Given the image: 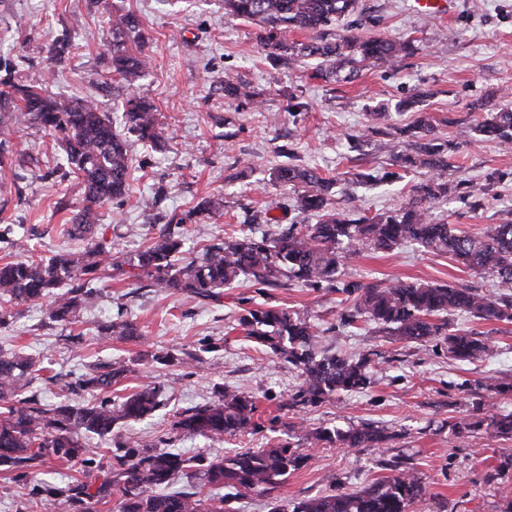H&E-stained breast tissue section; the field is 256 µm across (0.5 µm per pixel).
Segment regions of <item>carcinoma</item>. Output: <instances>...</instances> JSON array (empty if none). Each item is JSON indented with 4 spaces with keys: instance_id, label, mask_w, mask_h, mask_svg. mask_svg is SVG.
<instances>
[{
    "instance_id": "1",
    "label": "carcinoma",
    "mask_w": 512,
    "mask_h": 512,
    "mask_svg": "<svg viewBox=\"0 0 512 512\" xmlns=\"http://www.w3.org/2000/svg\"><path fill=\"white\" fill-rule=\"evenodd\" d=\"M358 0H224V13L262 27L261 47L281 64L319 60L323 76L346 83L355 81L368 66L393 65L411 56L416 47L409 39L349 33L335 37L328 27L337 18L353 14ZM311 33L305 42L288 41L289 29ZM143 38L141 23L126 15L112 37V78L126 85L121 121L124 128L154 146L164 142L154 105L133 86L149 73L148 61L128 46L130 34ZM224 97L248 102L254 94L236 77L224 74ZM427 93L417 91L400 101V112H414L409 151H398L392 141L382 150L406 169L427 168L430 176L416 184L412 197L399 208L373 217L352 218L333 207L332 182L316 170L285 163L272 169L273 185L295 189L294 210L318 217L315 224H290L288 229L265 230L218 238L202 254L184 256V232L166 224L128 261L129 274L145 279L147 287L165 294H186L218 302L224 289L240 281L264 288L277 287L292 274L306 288L334 287L345 304L340 322L375 326L398 340L432 343L459 362L493 357L488 338L473 329H460L453 315L479 321L512 323V220L492 224L479 234H467L454 225L434 221L431 205L454 193L460 183L451 179L444 144L435 137L433 118L420 109ZM14 108L37 133L59 138L66 165L79 174L85 205L77 211L69 234L83 241L79 251H61L47 260L19 258L0 263V326L7 324L10 307L19 303H46L52 322H77L99 296L96 282L109 267H121L112 245L96 237L97 209L123 200L132 191L133 157L112 118L82 98L52 94L47 88L0 79V107ZM458 135L477 132L504 145H512V107L490 115L472 127L456 122ZM444 254L462 269L493 277L492 289L457 288L448 284L394 281L386 285L341 282L346 259L365 249L393 251L405 244ZM238 326L246 337L268 349L297 370L301 382L288 398V407H314L344 392L371 384V360L357 352L320 347V331L306 317L283 307L256 304L242 309ZM130 322L102 325L99 335L132 336ZM32 357L0 352V466L17 473L24 482L29 471L51 461L82 464L83 479L65 487H42L31 493L30 512H48L56 502L80 512L96 505L115 503L117 512H236L231 502L251 494L272 497L269 512H410L427 495L422 477L412 468H395L397 474L359 490L341 486L288 506L273 495L288 476L300 470L307 455L291 442L267 448H245L230 455H188L158 445L144 446L130 438L112 440V430L122 422L143 420L162 407L160 390L150 384L112 400V386L126 377L128 366L120 360L100 363L81 375L79 386L89 398L77 402L46 404L21 392L39 378ZM512 396L511 377H490L469 389L474 411L481 410V391ZM256 398L226 388L202 405L176 414L171 430L222 440L255 431ZM303 443L310 446L378 448L394 438L386 428L363 423L346 429L299 426ZM457 433L484 431L512 439V412L473 416L452 424ZM96 436L105 447L93 451L86 438ZM197 479L204 487L225 489L222 496L199 491L171 490L182 479Z\"/></svg>"
}]
</instances>
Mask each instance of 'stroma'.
<instances>
[{"label":"stroma","mask_w":512,"mask_h":512,"mask_svg":"<svg viewBox=\"0 0 512 512\" xmlns=\"http://www.w3.org/2000/svg\"><path fill=\"white\" fill-rule=\"evenodd\" d=\"M359 6L376 20L363 27V34L409 37L420 50L392 67H367L346 84L317 77L312 61L292 69L274 66L257 42L259 26L225 16L223 0H0V78L9 75L115 112L123 89L112 79L106 51L122 16L132 13L141 20L149 74L140 91L157 109L167 148L154 152L136 136L127 138L136 166L134 193L101 208L98 226L124 259L144 248L149 224H166L175 214L188 217L185 248L192 256L216 236L263 228L269 174L288 159L337 178L338 209L354 204L372 217L398 208L412 186L427 178V169H415L393 184H363L357 175L390 170L389 154L379 149L387 128L372 115L394 113L396 103L417 89L432 93L422 109L436 119L437 135L447 141L448 160L462 183L461 195L434 204V215L470 234L507 220L512 146L475 133L457 139L455 123L468 119L474 102L495 112L512 99V0H451L447 12L438 15L419 12L414 0H359ZM228 72L250 86L258 106L225 99ZM294 96L304 109L292 110ZM5 132L20 164L0 173V262L15 257L8 230L18 224L27 231L31 256L80 250L81 242L64 234L84 198L80 178L57 166L60 150L54 140L33 134L18 111H11ZM213 194L223 196V210L192 215L196 203ZM343 274L362 284L399 279L491 285L459 271L448 256L410 244L391 253L361 252L347 260ZM99 288L81 323H50L44 306L24 303L14 307L10 326L0 328V350L40 363L43 381L34 391L44 402H57L65 394L63 384L89 365L121 359L130 371L117 386L119 394L148 383L162 390L163 407L129 429L143 442L166 434L171 447L183 452L221 455L287 439L298 423L345 428L371 421L394 432L384 448L308 449L305 466L282 487L285 501L324 493L338 481L360 489L389 476L394 461L414 468L427 484L426 497L411 512H500L504 495L512 493V469L495 483L484 481L501 456L512 452V442L450 428L472 413L462 384L512 375V324L455 318L457 327L483 331L494 346L493 358L470 364L365 324L339 332V294L293 279L278 288L239 283L209 305L185 294L137 287L116 269L106 271ZM251 302L311 318L325 331V347L374 352L371 387L304 410L286 408L295 370L236 326L238 311ZM127 319L137 323L140 336L97 338L98 324ZM204 338L214 349L202 350ZM166 352L174 362L157 363V355ZM221 387L257 396L260 433L221 440L171 433L168 422L175 413L208 401ZM65 395L84 398L80 391Z\"/></svg>","instance_id":"1"}]
</instances>
